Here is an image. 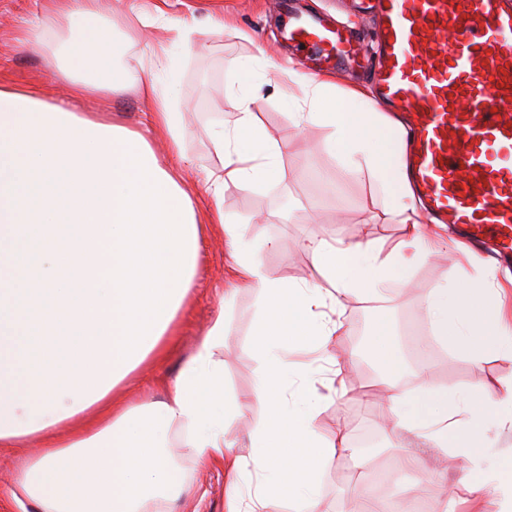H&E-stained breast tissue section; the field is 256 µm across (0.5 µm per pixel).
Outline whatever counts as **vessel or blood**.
<instances>
[{"mask_svg":"<svg viewBox=\"0 0 512 512\" xmlns=\"http://www.w3.org/2000/svg\"><path fill=\"white\" fill-rule=\"evenodd\" d=\"M378 57L329 20L290 10L284 37L325 66L368 69L378 102L404 113L426 214L512 252V0H371Z\"/></svg>","mask_w":512,"mask_h":512,"instance_id":"vessel-or-blood-1","label":"vessel or blood"}]
</instances>
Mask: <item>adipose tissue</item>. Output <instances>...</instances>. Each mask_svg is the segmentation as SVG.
<instances>
[{
  "label": "adipose tissue",
  "mask_w": 512,
  "mask_h": 512,
  "mask_svg": "<svg viewBox=\"0 0 512 512\" xmlns=\"http://www.w3.org/2000/svg\"><path fill=\"white\" fill-rule=\"evenodd\" d=\"M54 17L68 35L49 69L71 100L107 98L124 90L112 62L117 46L100 24L97 0H54ZM288 76L300 88L289 96L294 125L328 128L325 145L346 174L369 173L387 198L384 215L402 224L394 247L374 239L303 243L322 276L318 283L269 279L248 239L229 220L225 179L242 187L276 179L284 146L260 126L251 90L262 79L256 63L239 67L228 89L236 117L215 127L211 140L224 164L211 174L214 205L199 216L177 180L189 158L173 86H153L151 120L176 153L158 164L147 140L123 124L77 116L41 101L34 90L0 84V446L25 449L12 496L36 512H171L189 492L180 464L168 455L171 436L197 466L223 465L228 512H268L286 501L290 512H328L321 470L349 451L346 437L330 440L316 427L335 393L322 394L288 362V341L273 312L288 305L296 334L316 350L344 331L349 298L382 300L389 284H405L437 252L435 235L419 220L406 178L403 142L380 147L398 125L364 90H337L327 80ZM228 240L238 287L258 293V362L253 401L212 395L224 379V316L216 314L163 400L130 405L119 390L144 363L162 361L177 315L194 286L204 224ZM502 286L482 280L438 286L422 303L433 335L459 351L512 358V320L501 309ZM395 425L417 434L436 454L459 439L462 423L478 426L512 411V384L473 399L431 386L425 399L388 394ZM279 406L299 456L317 466L291 488L274 452L277 429L265 416L249 431L253 452L240 456L225 438L229 415L252 403ZM153 424L155 448L131 457L142 421Z\"/></svg>",
  "instance_id": "1"
}]
</instances>
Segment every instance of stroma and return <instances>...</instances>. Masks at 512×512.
<instances>
[{"label": "stroma", "instance_id": "obj_1", "mask_svg": "<svg viewBox=\"0 0 512 512\" xmlns=\"http://www.w3.org/2000/svg\"><path fill=\"white\" fill-rule=\"evenodd\" d=\"M298 2L309 12L330 15L334 21L359 30L364 36L363 51L374 52L375 20L361 13L352 0ZM99 7L104 28L122 47L114 70L126 78L129 88L106 104L96 98L81 100L76 111L91 119L105 114L119 117L150 142L160 164H167L174 147L154 133L152 97L143 87L149 74L141 67L159 44H166L174 62L173 108L181 114L184 145L191 159L180 172L181 185L197 212L213 205L204 182L209 173L221 170L223 159L212 145L211 133L216 126L234 119L227 88L237 78L236 65L245 60L268 65L270 82L255 95L252 110L261 126L288 145L282 157L283 175L275 182L250 188L225 181L223 197L225 213L246 225L249 237L275 240V248L259 254L269 277L292 283L313 279L311 256L298 246L306 237L350 241L367 236L384 241L389 248L400 241L402 227L385 219L384 199L375 180L366 173H344L339 157L324 147L327 129L311 125L301 132L289 122L286 60L293 51L281 34L275 0H99ZM34 25L44 31L46 46L19 42L18 32ZM184 25L192 28L185 42L177 32ZM64 36L54 23L50 0H0V82L34 89L51 103L62 100L64 91L46 65V47ZM459 237L456 229H449L440 252L421 264L407 284L394 285L384 302L353 298L346 303L342 315L345 333L327 347L328 355L346 365L342 376L346 389L320 414L317 426L328 438L339 434L349 437L357 430L361 416L367 414L372 418L374 440L336 457L323 470L324 498L338 512H353L360 491H377L375 485L356 480L359 472L378 473L386 483L384 497L404 504L421 497H440L439 486L413 488L414 474L402 466L403 457L409 454L423 458L428 467L445 466L449 486L459 490L456 512H475L479 506L476 497L459 489L468 471L465 458L452 452L443 463L428 448L413 446L411 437L390 421L382 386L372 383L376 365L361 357L372 326L382 320L390 326L406 367L395 380L400 394L423 397L424 385L410 373L419 364L429 368L430 382L468 391L477 398L512 383V359L492 355L476 359L437 342L431 334L422 297L437 285L453 287L478 277L482 267L481 262H470L458 254L454 242ZM234 279L223 233L202 234L195 285L176 322V345L165 361L142 366L132 375L134 401L161 399L219 310L226 318V397L242 400L252 395L257 363L248 348L254 343L257 328V295L252 291L232 292ZM187 473L193 492L173 503L172 512H227L223 468L191 465Z\"/></svg>", "mask_w": 512, "mask_h": 512}]
</instances>
